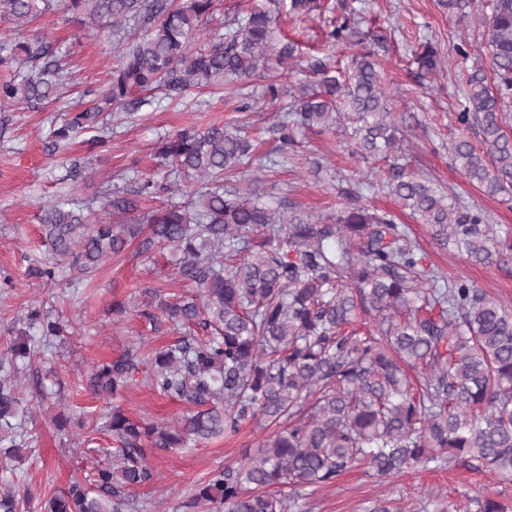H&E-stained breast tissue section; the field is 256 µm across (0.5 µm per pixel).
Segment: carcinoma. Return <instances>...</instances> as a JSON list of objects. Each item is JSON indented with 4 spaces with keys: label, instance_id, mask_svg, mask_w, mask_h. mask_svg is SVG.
Segmentation results:
<instances>
[{
    "label": "carcinoma",
    "instance_id": "cac0c4a2",
    "mask_svg": "<svg viewBox=\"0 0 512 512\" xmlns=\"http://www.w3.org/2000/svg\"><path fill=\"white\" fill-rule=\"evenodd\" d=\"M52 2L0 0V14L30 24ZM214 2L65 0L78 36L126 37L108 87L52 136L96 129L104 112L150 104L133 97L137 92L170 95L285 69L296 47L279 38V16L303 20L329 9L324 0H253L208 47L192 51ZM439 5L461 21L467 17L468 0ZM336 11L327 40L360 43L361 18L350 0H336ZM483 25L493 79L481 68L465 79L454 113L461 133L449 153L484 194L512 201V137L504 112L512 100V0H490ZM14 63L27 65L28 73L0 79L1 105L58 102L69 92L63 57L43 36L1 42L0 66ZM415 63L433 72L434 48L422 46ZM307 66L317 88L303 90L295 111L282 119V150L294 143L293 127L326 126L332 113L344 111L354 124L356 151L382 158L402 152L386 78L372 53L354 55L345 71L328 56ZM471 129L480 136V152L466 135ZM255 142L252 130L233 127L186 129L165 138L158 164L191 179L182 190L187 200L165 210L143 208L127 218L135 204L119 196L104 203L116 217L110 224L67 198L44 210L55 255L76 254L87 276L104 256L123 251L136 225H151L156 243L182 254L180 281L200 292L198 300L162 303L163 316L204 335L182 336L153 353L129 348L96 364L90 387L97 394L117 399L140 375L154 392L195 411L178 431L112 412L109 430L119 443L112 461L96 469L92 483L75 479L50 496L39 512H138L130 491L153 479L146 443L181 448L254 420L276 427L258 454L212 470L184 508L208 502L224 512H290L299 491L332 485L357 465L390 476L447 456L512 482V308L464 279L442 285L437 272L421 274L424 252L390 211L354 201L334 217L314 219L275 209L255 190L224 185L254 164ZM386 187L430 225L439 246L477 264H512V237L498 233L479 207L397 162L390 164ZM166 190L147 177L137 195L154 199ZM361 313L375 321L363 334L350 329ZM27 321L39 335L14 341L0 358V444L12 448L25 443L14 422L21 404L14 378L40 343L66 328L38 307L28 310ZM275 486L290 493H268ZM0 512H23L14 491H0Z\"/></svg>",
    "mask_w": 512,
    "mask_h": 512
}]
</instances>
